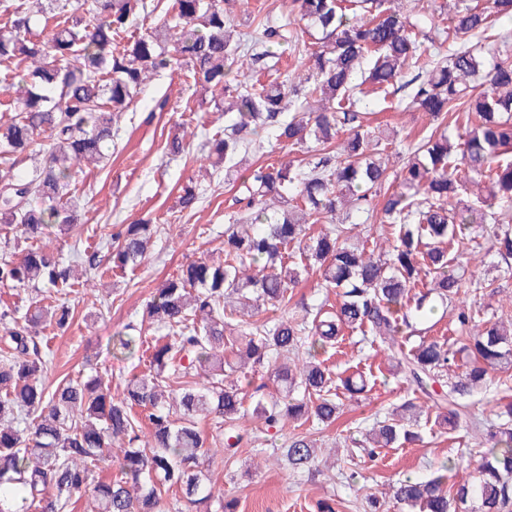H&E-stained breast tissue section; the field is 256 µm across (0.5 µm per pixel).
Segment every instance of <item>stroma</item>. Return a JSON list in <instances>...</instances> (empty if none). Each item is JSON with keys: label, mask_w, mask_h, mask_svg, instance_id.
<instances>
[{"label": "stroma", "mask_w": 512, "mask_h": 512, "mask_svg": "<svg viewBox=\"0 0 512 512\" xmlns=\"http://www.w3.org/2000/svg\"><path fill=\"white\" fill-rule=\"evenodd\" d=\"M151 87L172 90V111L148 124L141 123L140 113L122 115L116 153L109 161L84 167L77 178L75 210L84 244L97 245L100 238L112 233L114 225L141 219L157 225L155 243L133 273L80 283L74 297L77 318L51 342L54 360L43 378L46 386H54L61 375L75 377L94 369L104 377L113 396L121 397L125 380L148 371L149 361L135 353L114 354V336L129 322L140 320L147 301L179 266L223 253L224 226L236 212L232 200L247 171L239 169L233 179L220 171L211 172L201 145L209 129L231 124L233 117L213 109L190 115L191 106L202 99L211 100L212 95L184 84L180 75L164 74ZM366 109L375 113L378 122L397 130L392 146L396 152H405L429 125L428 118L414 109H385L374 102ZM182 128L190 136V153L186 160L167 161L163 143ZM196 180L204 189L203 198L193 213L178 216L180 190ZM479 242L482 261L468 266L467 271L488 286L477 295L475 306L485 317L512 321V275L493 250L490 238L480 237ZM327 363L342 377L362 369L368 387L356 399L340 393V413L331 426L305 425L307 435L322 449L360 441L377 419L411 393L409 383L393 371L386 354L357 334L345 333L336 349L328 353ZM239 428L251 435L252 441L241 445L233 460H225L219 452L213 455L204 473L214 498L199 505L197 512H218L219 500L227 495L236 498L237 512H318L322 501L335 502L337 512H359L357 501L365 494L387 491L390 484L405 477L429 478L450 459L456 467L448 474L449 483L471 480L472 454L485 445L482 432L466 427L442 431L429 424L422 428V441L384 449L378 464L358 463L357 478L350 484L342 476L347 467L343 460L312 477L289 469L281 449L293 433L292 426L267 431L248 415L240 420Z\"/></svg>", "instance_id": "1"}]
</instances>
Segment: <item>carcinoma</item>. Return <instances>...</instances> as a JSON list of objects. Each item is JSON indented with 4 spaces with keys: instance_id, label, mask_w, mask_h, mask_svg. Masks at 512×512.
<instances>
[{
    "instance_id": "carcinoma-1",
    "label": "carcinoma",
    "mask_w": 512,
    "mask_h": 512,
    "mask_svg": "<svg viewBox=\"0 0 512 512\" xmlns=\"http://www.w3.org/2000/svg\"><path fill=\"white\" fill-rule=\"evenodd\" d=\"M230 2L168 0L161 9L147 0H90L83 9L77 0H46L32 11L25 0H0V82L17 86L8 104L0 102L13 112L0 120V223L25 244L21 260H0V286L31 294L25 311L0 313L9 347L0 362V512H64L89 488L95 512H168L162 492L172 487L193 512L212 494L202 480L211 444L198 419L215 421L212 440L229 460L243 441L235 428L247 398L266 430L287 420L298 428L314 420L331 425L339 411L336 380L318 356L335 348L345 329L387 346L393 367L413 386L401 405L405 416L377 421L361 444L369 458L416 441L420 418L432 413L442 428L486 430L476 483L448 485L445 465L427 480H398L395 502L419 512H512V402L496 401L486 417L468 403L493 374L512 369V328L460 300L463 289L490 284L459 273L472 252L462 238L468 224L494 225L498 253L512 258V32L494 29L495 18L512 13V0H455L450 13L421 0L413 13L399 0H293L296 21L318 34L314 69L270 83L230 75L277 64L270 47L287 41L288 23L261 20L235 41ZM149 18L154 26H139ZM175 71L205 91L220 89L224 102L214 103L216 111L235 114L205 144L225 175L266 131L290 147L312 141L318 153L304 168L267 163L253 170L235 198L237 217L224 227V256L182 265L146 303L142 321L166 331V341L149 346L142 328L126 325L118 348L147 347L150 369L125 380L122 398L97 375H66L50 389L41 382L51 353L43 334L70 327L75 308L67 300L70 266L40 242L53 229L72 230L76 174L86 162L112 157L114 118L137 111L151 76ZM365 85L385 100L399 96L441 128L418 139L391 192L384 190V154L395 132L369 121ZM314 98L322 102L317 110L309 107ZM143 111H171L170 93L154 92ZM450 127L462 130L458 139L448 136ZM35 145L43 165L20 171ZM475 180L486 184L480 213L459 203ZM200 199L185 185L180 212ZM377 207L392 243L367 257L352 217ZM309 224L331 229L311 237ZM156 234L148 220L119 224L110 234L109 267L94 250L83 251L82 260L96 275H125ZM453 241L458 255L450 258L446 244ZM314 264L322 287L336 290V305L293 302V288ZM452 300L458 347L398 342L412 327L410 304L422 315ZM266 306L284 307L288 317L263 318ZM247 314L252 320H242ZM462 356L465 371L453 377ZM270 363L276 394L263 383L247 396L229 381ZM342 385L361 393L366 376L357 370ZM283 454L292 469L319 472L309 436L289 437ZM114 457L121 477L96 479ZM48 488L56 497L45 496Z\"/></svg>"
}]
</instances>
